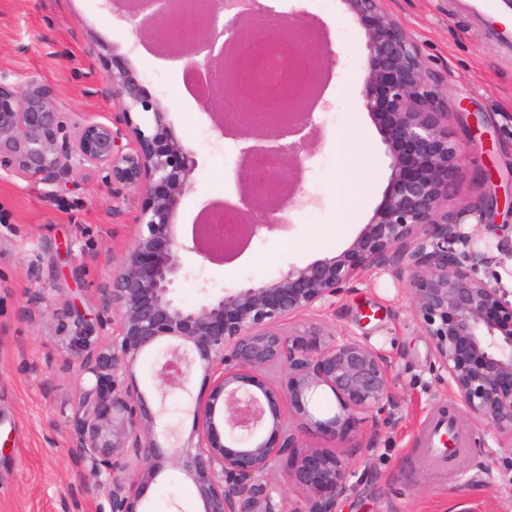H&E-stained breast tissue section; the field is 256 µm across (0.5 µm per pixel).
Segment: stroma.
<instances>
[{"label": "stroma", "instance_id": "obj_1", "mask_svg": "<svg viewBox=\"0 0 512 512\" xmlns=\"http://www.w3.org/2000/svg\"><path fill=\"white\" fill-rule=\"evenodd\" d=\"M385 8L419 48L449 131L480 144L449 211L492 196L494 215L479 233L511 243L512 61L498 55L487 28L475 25L459 0H385ZM295 9L312 18L321 41L340 53L324 92L331 108L313 137L315 155L303 175L319 202L298 205L286 223L262 231L232 260L207 264L202 277L179 279L175 296L184 305L275 278L292 263L341 253L388 184L390 159L380 130L372 132L382 155L373 176L341 165L336 151V138L351 119L372 123L359 95L363 26L342 0H279L280 12ZM127 66L195 153V185L177 213L179 236L191 242L204 210L235 196L234 141L214 130L200 92L184 93L191 76L182 63L137 39L102 0H0V69L18 76L40 71L67 111L111 112L103 75ZM340 175L360 184L362 213L340 209L332 188ZM136 209V201L117 198L91 178H75L51 199L40 186L0 181V512H106L107 502L91 491V477L68 451L77 380L64 367L62 351L75 320L94 324L98 290L112 274L113 252L130 240ZM37 288L45 300L34 298ZM324 325L381 349L395 379V400L383 421L356 428L370 441L348 451L354 489L336 512H512V452L492 441L476 447L484 426L458 415L452 393L432 370L431 339L391 273L356 281L325 314ZM437 412L455 416L465 437L464 453L445 468L432 464L421 441ZM146 505L149 512H200L192 484L173 470L149 488Z\"/></svg>", "mask_w": 512, "mask_h": 512}]
</instances>
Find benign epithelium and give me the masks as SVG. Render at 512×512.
Instances as JSON below:
<instances>
[{"label": "benign epithelium", "instance_id": "obj_1", "mask_svg": "<svg viewBox=\"0 0 512 512\" xmlns=\"http://www.w3.org/2000/svg\"><path fill=\"white\" fill-rule=\"evenodd\" d=\"M138 38L171 32L170 58L198 75L224 71L235 80L224 49L260 16L277 42L299 55L335 65L332 46L302 41V17L278 14L258 0H208L203 22L187 23L183 0H163L140 17L131 0H110ZM364 26L360 96L383 134L392 173L383 199L338 255L288 265L272 280L226 288L197 306L172 296L187 274L183 253L215 261L236 242L204 249L184 245L175 218L194 187V152L176 136L168 112L149 97L136 72L104 75L116 114L64 112L60 97L31 71L19 81L0 72V179L43 186L53 197L77 172L138 201L130 243L101 289L96 325H75L63 363L78 390L69 450L94 479L110 512H144L145 491L173 469L189 480L200 512H276L266 488L272 478L296 493L289 512H336L353 488L349 458L311 444L314 437L355 448L351 426L378 420L393 398L384 353L359 336L332 333L293 319L319 316L366 272L389 268L409 287L411 309L430 336L438 379L448 383L462 414L486 424L498 444L512 447V291L481 276L496 257L463 230L483 223L488 200L448 213L467 175L473 148L454 142L448 113L434 91L415 44L383 0H342ZM319 99L279 124L237 123L232 173L239 202L225 203L247 239L285 223L308 192L298 175L314 156L303 135L320 126ZM159 350L158 397L140 390L138 358ZM201 371L208 393L187 402L188 436H173L167 397ZM332 394L336 407L319 417L314 403ZM293 456V469H279Z\"/></svg>", "mask_w": 512, "mask_h": 512}]
</instances>
